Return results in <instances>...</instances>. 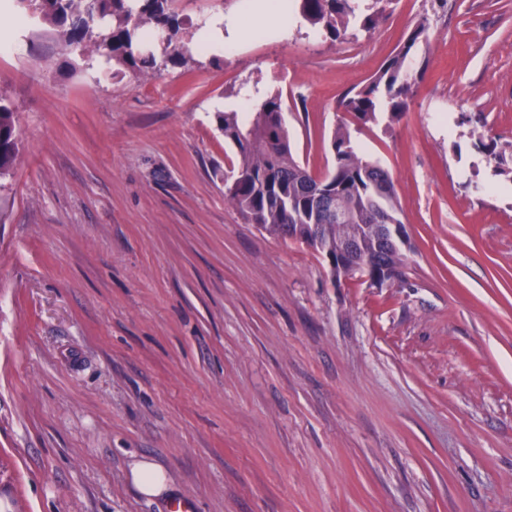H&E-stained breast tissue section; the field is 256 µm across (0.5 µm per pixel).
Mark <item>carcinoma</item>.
I'll use <instances>...</instances> for the list:
<instances>
[{
    "mask_svg": "<svg viewBox=\"0 0 512 512\" xmlns=\"http://www.w3.org/2000/svg\"><path fill=\"white\" fill-rule=\"evenodd\" d=\"M33 10L37 17L58 28L57 35L69 47L87 41L97 54L133 72L158 67L154 51L144 39L166 30L162 61L183 57L180 23L174 0H14ZM304 21L319 27L335 40H343L350 23L370 32L385 19L393 0H371L367 13H358L359 0H298ZM426 30L420 21L402 48L379 70L371 84L343 99L339 107L366 124L376 119L380 104H386L390 120L399 119L412 94L413 83L404 69ZM283 95H268L250 120L237 112H218L215 121L224 139L233 143L239 157L232 175L224 178V196L251 224L269 235L299 242L329 258L331 277L348 275L341 270L335 250L325 251L351 233L360 235L363 265L358 275L377 282L393 283L405 276L402 250L383 252L374 232L378 224H400V209L388 171L364 159L352 143L345 125L337 127L333 149L335 166L325 176H316L293 155L288 127L282 119ZM18 153L13 108L0 99V179L12 174ZM489 160L501 174H512V153L488 147Z\"/></svg>",
    "mask_w": 512,
    "mask_h": 512,
    "instance_id": "1",
    "label": "carcinoma"
}]
</instances>
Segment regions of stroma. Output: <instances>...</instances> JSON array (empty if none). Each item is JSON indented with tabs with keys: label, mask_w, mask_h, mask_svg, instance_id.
I'll return each mask as SVG.
<instances>
[{
	"label": "stroma",
	"mask_w": 512,
	"mask_h": 512,
	"mask_svg": "<svg viewBox=\"0 0 512 512\" xmlns=\"http://www.w3.org/2000/svg\"><path fill=\"white\" fill-rule=\"evenodd\" d=\"M174 8L184 60L109 80L0 11V512H169L139 458L195 512H512V174L480 148H512V0H394L369 33L301 20L224 54L197 21L245 0ZM421 19L400 120L338 111ZM255 89L313 173L342 123L389 172L404 281L333 282L225 198L215 113ZM18 153L14 110L0 98V180L12 174ZM130 478L139 493L146 497H163L170 493L171 485L165 469L149 460L134 463Z\"/></svg>",
	"instance_id": "obj_1"
}]
</instances>
